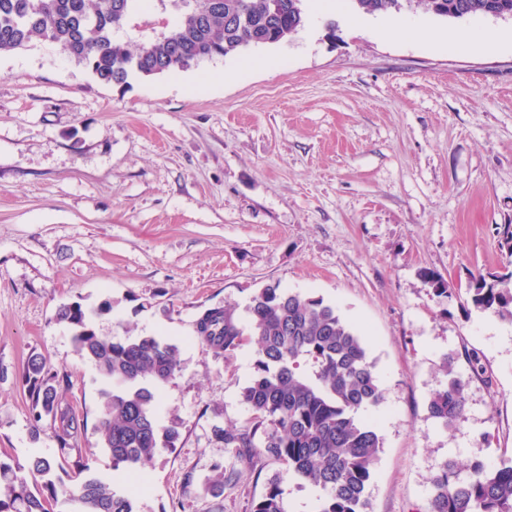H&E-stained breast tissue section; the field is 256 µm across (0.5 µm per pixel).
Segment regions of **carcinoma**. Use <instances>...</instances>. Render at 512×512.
<instances>
[{
    "label": "carcinoma",
    "instance_id": "obj_1",
    "mask_svg": "<svg viewBox=\"0 0 512 512\" xmlns=\"http://www.w3.org/2000/svg\"><path fill=\"white\" fill-rule=\"evenodd\" d=\"M145 11L151 2L173 10L175 22L136 49L119 36L134 2ZM367 13L397 14L416 0H351ZM442 17L462 19L496 10L512 15V0H424ZM307 22L305 0H0V53L27 47L35 38L60 45L104 85H124L133 75L171 74L224 57L248 46L279 44ZM424 276L438 296L452 289L435 271ZM468 301L480 312L512 322V272L477 274L467 285ZM109 309L104 302L88 308L79 302L61 306L57 320L73 329L77 351L94 363L106 387L100 391L97 429L112 457V468L133 472L164 444L175 446L176 424L159 425V388L179 368L175 344L154 335L112 339L99 335L95 319ZM247 322L235 309L203 311L196 322L202 348L220 358L251 337L258 359L243 403L249 426L217 427L214 434L232 448L238 463L250 468L265 456L297 480L320 491L314 512H373L370 487L383 440L362 417L384 400L367 345L336 307L320 297L268 285L246 308ZM313 366L312 375L302 364ZM446 382L428 399V418L448 429L466 420L468 385L444 359ZM32 402L34 432L54 433L62 456L85 421L59 395L60 377L45 358L29 359L23 376ZM53 463L41 456L26 464L0 461V512H135L132 495L87 474L71 488L51 480L33 493L25 478L48 475ZM429 512H512V463L491 466L481 460L460 475L453 462H441L430 478ZM252 512H288L279 483L272 480L252 502Z\"/></svg>",
    "mask_w": 512,
    "mask_h": 512
}]
</instances>
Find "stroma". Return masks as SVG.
Masks as SVG:
<instances>
[{
	"instance_id": "stroma-1",
	"label": "stroma",
	"mask_w": 512,
	"mask_h": 512,
	"mask_svg": "<svg viewBox=\"0 0 512 512\" xmlns=\"http://www.w3.org/2000/svg\"><path fill=\"white\" fill-rule=\"evenodd\" d=\"M403 17L424 36H378L383 15L343 5L287 42L123 86L41 39L0 54V460L59 457L51 430H32L23 372L38 354L85 416L77 454L120 487L96 430L103 379L55 319L106 300L99 335L179 349L158 420L180 438L147 465L136 512H251L272 477L309 512L316 489L266 458L238 465L213 434L248 425L257 347L213 357L195 321L244 312L268 285L323 298L366 339L384 391L366 413L383 439L374 512H428L443 460H512V323L466 293L472 274L512 271V19ZM173 20L156 5L122 36L136 46ZM465 32L501 43L451 47ZM266 58L276 66L242 67ZM447 358L470 380L453 430L427 413Z\"/></svg>"
}]
</instances>
